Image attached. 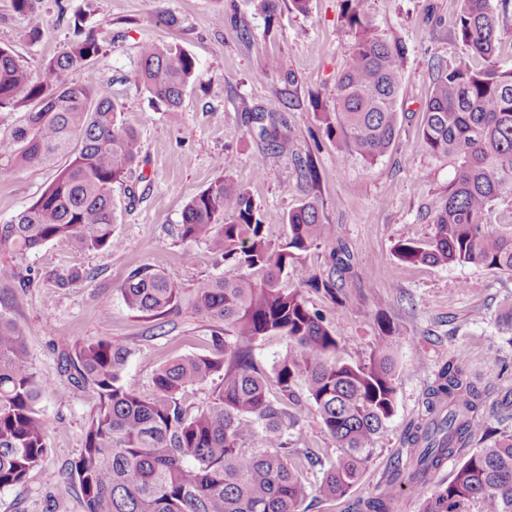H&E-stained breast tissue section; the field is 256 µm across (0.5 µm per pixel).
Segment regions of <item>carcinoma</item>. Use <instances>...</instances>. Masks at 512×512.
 <instances>
[{"mask_svg": "<svg viewBox=\"0 0 512 512\" xmlns=\"http://www.w3.org/2000/svg\"><path fill=\"white\" fill-rule=\"evenodd\" d=\"M29 17L26 36L42 37L33 0H12ZM354 31L349 62L336 85V107L324 113L328 137L372 164L394 145L398 100L406 73L404 47L381 38L373 20L350 6ZM74 19L75 38L34 79L11 50L0 46V119L25 108L8 127L9 154L0 169L54 167L55 180L29 207L0 225V248L34 251L65 240L86 250L112 247L115 184L124 183L138 157L136 130L118 119L121 108L106 88L65 79L91 63L102 46ZM452 32L466 53L437 69L423 108L422 141L437 157L457 163L448 194L434 205V237L426 245H398L406 264L471 263L512 274V235L485 231L493 203L512 196V72L497 65L504 31L494 0H459ZM485 65L476 68L472 58ZM196 77L195 58L177 44L146 43L130 82L167 110H177ZM268 150L291 149L276 122L260 127ZM232 221H224L225 215ZM288 225L280 244L265 236L268 224ZM181 237L203 241L224 261L251 271L234 280L199 282L188 304L216 324L207 355L178 357L155 368L153 393L125 376L129 351L118 341L77 344L67 361L99 397L84 447L71 470L85 512H299L306 498L305 465L321 463L306 448L288 447L299 425L292 406L307 393L323 430L341 454L316 487L324 499L341 498L357 485L370 448L394 410L395 363L381 349L367 365L334 360L339 344L310 310L293 277L307 288L336 296L338 286L301 262L303 253L333 235L318 208L306 202L286 214L261 210L247 189L224 178L184 206ZM75 270L52 271L59 288L78 282ZM129 308L161 319L178 306L181 289L160 269L133 270L121 287ZM287 341L272 374L257 368L254 342ZM222 374L209 401L190 414L181 405L188 389ZM276 389H271V386ZM53 391L37 375L21 325L0 311V489L23 481L47 452L42 397ZM486 386L458 359L444 363L425 397V415L406 433L412 449L409 480L430 474L470 443L471 423L483 408ZM258 437L262 446L249 447ZM512 512V434L472 453L448 485L426 497L422 512ZM398 491L358 501L356 512H399Z\"/></svg>", "mask_w": 512, "mask_h": 512, "instance_id": "1", "label": "carcinoma"}]
</instances>
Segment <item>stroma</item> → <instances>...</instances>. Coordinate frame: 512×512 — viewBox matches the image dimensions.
Wrapping results in <instances>:
<instances>
[{"label": "stroma", "instance_id": "1", "mask_svg": "<svg viewBox=\"0 0 512 512\" xmlns=\"http://www.w3.org/2000/svg\"><path fill=\"white\" fill-rule=\"evenodd\" d=\"M359 6L373 18L378 35L406 52L396 141L370 166L328 138L321 120L335 106L336 81L348 59L352 32L344 0H310L305 13L291 0H273L268 12L258 0H35L43 21L36 43L25 37L27 16L16 13L11 0H0V46L35 76L72 39L73 19L82 15L104 52L72 77L117 96L125 124L140 140L131 174L113 191L118 219L112 247L83 252L53 241L30 252L0 249V311L22 326L36 371L58 389L40 404L48 452L22 483L0 490V512H85L70 472L99 397L75 383L74 369L62 357L65 343L102 337L125 343L126 375L146 393L156 365L209 353L212 324L205 317L184 303L164 320L146 317L126 305L120 288L139 266L164 270L186 295L202 279L240 275V267L205 243L183 241L179 234L186 202L222 176L246 188L267 211L282 214L317 202L335 235L303 260L325 275L339 249L349 270L338 298L306 287L301 294L336 337L337 360L363 364L384 347L396 361L394 412L360 482L335 501L310 495L302 512H353L356 500L379 495L388 485L400 488L402 512H420L424 498L447 485L462 456L450 458L420 488L407 480L404 437L420 420L425 394L448 360H462L487 386L469 450L512 433V332L500 320L503 308L512 305V276L476 264L412 266L396 257L400 243L431 241L432 206L454 177L452 163L425 150L420 127L437 67H451L464 52L449 31L459 2L360 0ZM172 16L177 25H169ZM244 27L250 32L246 40L240 35ZM147 42L179 44L196 61L197 78L178 111L153 105L147 92L128 81ZM271 56L281 60L290 80L268 72ZM261 109L282 123L292 154H270L250 120ZM305 159L316 169L315 181L299 177L297 163ZM55 176V169L41 167L0 176V224L35 202ZM67 268L81 270L83 280L67 289L46 280L47 271ZM24 278L31 287H21ZM295 412L300 424L288 432L289 447L316 449L321 458L304 471L312 492L339 450L307 397H300Z\"/></svg>", "mask_w": 512, "mask_h": 512}]
</instances>
